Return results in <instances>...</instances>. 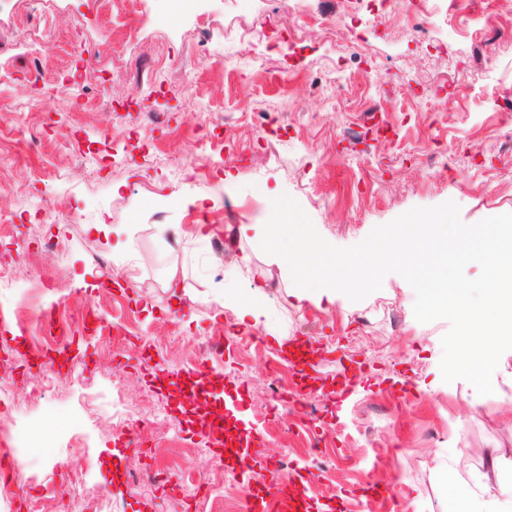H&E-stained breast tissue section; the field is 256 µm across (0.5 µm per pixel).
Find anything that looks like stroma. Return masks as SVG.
Returning <instances> with one entry per match:
<instances>
[{
	"mask_svg": "<svg viewBox=\"0 0 512 512\" xmlns=\"http://www.w3.org/2000/svg\"><path fill=\"white\" fill-rule=\"evenodd\" d=\"M0 0V253L9 257L0 309L63 315L93 310L117 343L73 326L50 342L29 330L0 350L17 371L0 396V421L28 426L27 505L20 512H235L244 484L297 480L316 449L336 459L309 484L313 512H450L448 486L483 471L485 453L512 459V352L496 370V396L466 380L445 382L442 339L450 323H423L397 274L363 300L297 303L294 283L267 264L238 224L269 219L289 195L317 232L339 247L415 207L454 201L464 224L512 213V9L498 0H201L210 26L200 48L193 23L164 0ZM262 28L268 45L236 54ZM428 30L421 38L420 30ZM41 79L31 81L32 62ZM152 71L149 100L135 83ZM164 112L147 124L144 106ZM387 127L365 142L368 107ZM220 118L221 148L205 116ZM236 177L224 183L225 172ZM203 231L206 242L190 235ZM224 237L214 253L210 237ZM58 243L50 256L40 238ZM250 253L240 280L265 282L278 329H250L221 310L224 273ZM103 256L107 269L92 256ZM185 293L174 305L169 279ZM53 289H45V282ZM211 395L200 413L229 406L236 431L264 435L263 463L247 473L205 449L181 410L201 343ZM311 342L316 414L270 410L266 368L299 382L283 347ZM359 376L348 400L349 376ZM126 417L113 420V406ZM170 424L143 425L157 408ZM138 448H125L120 427ZM87 454L66 478L61 463ZM288 456L287 470L268 460ZM165 471L176 491L138 488L128 473ZM395 500L361 494L370 480ZM67 482L66 494L52 487Z\"/></svg>",
	"mask_w": 512,
	"mask_h": 512,
	"instance_id": "35a3bbf8",
	"label": "stroma"
}]
</instances>
